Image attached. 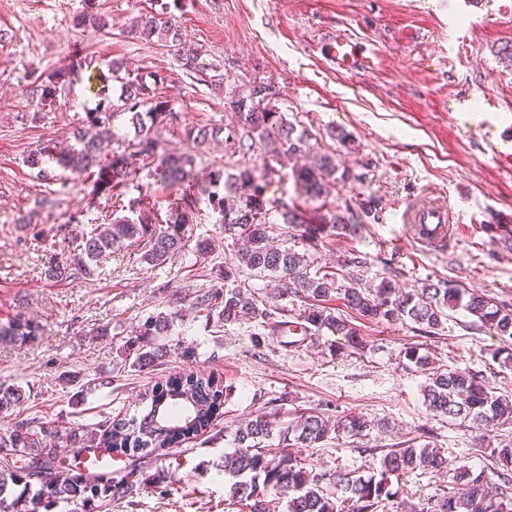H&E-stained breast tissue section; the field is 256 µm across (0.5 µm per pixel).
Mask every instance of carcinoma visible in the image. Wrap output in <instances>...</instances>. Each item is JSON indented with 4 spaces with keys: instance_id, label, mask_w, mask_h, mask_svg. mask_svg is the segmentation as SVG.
<instances>
[{
    "instance_id": "cac0c4a2",
    "label": "carcinoma",
    "mask_w": 512,
    "mask_h": 512,
    "mask_svg": "<svg viewBox=\"0 0 512 512\" xmlns=\"http://www.w3.org/2000/svg\"><path fill=\"white\" fill-rule=\"evenodd\" d=\"M78 25L102 28L104 19L97 12V0H84ZM132 32L144 39L162 37L174 48L180 67L200 72L197 51L182 42L175 17L146 13L138 16ZM77 59L65 64L44 79L35 78L33 92L42 107L56 104L58 94L75 68ZM108 74L102 77L98 108L86 113V124L94 134L80 133L76 144L54 154L44 145L28 158L30 168L45 180L57 177L60 168L80 178L95 176L94 187L105 189L115 198L109 222L97 225L90 235L71 245L67 251L51 253L44 262L48 279L67 280L89 275L93 263L120 249L142 246L140 261L155 267L166 263L186 246L187 226L193 223L199 204L207 201L218 214L224 240L239 246L238 259L249 270L271 278L273 288L265 294L229 285L237 269L224 266V281L193 293L189 307L205 314L208 321L232 325L247 319L274 334L294 327L306 334L327 330L342 337L344 346H362L357 329L346 319L329 312L322 303L339 295L346 308L374 323L414 324L427 335L437 334L448 312L460 308L476 318L480 327L512 339V307L497 303L476 291L462 292L444 280L426 283L420 289L404 291L392 279H383L371 289L357 276L344 285L336 284L334 272H310V256L291 247L272 245L277 231H291L301 241L316 244L311 219L297 204L273 203L266 198L271 181L279 175L280 158L296 155L307 147V137L286 120L277 106L280 91L267 82H253L242 92L231 91L230 109L236 112L239 128H190L187 140L201 147L210 139L225 135V143L240 150L260 149L261 164L244 163L235 172H211L207 185L194 182L197 155L169 150L155 137L154 130L174 119L168 100L158 93L165 78L157 73L124 71L115 62L106 63ZM119 83L117 101L110 100L109 82ZM127 116L134 130L132 138L121 142L112 154L102 155V147L115 139L112 123ZM336 158L328 153L315 162L293 170L296 186L307 199L323 196L325 186L336 181ZM145 174L146 187L161 183L178 195L166 220L143 207L141 197L127 198L130 182ZM380 219L377 203L357 199L345 206V213L334 211L317 217L322 231L357 235L364 220ZM310 300L312 304L297 313L279 301ZM175 312H157L147 316L137 336L117 347L118 357L134 370L151 369L172 355L189 359L191 347L177 348L165 342L174 324ZM37 322L15 316L0 322V344H17L37 335ZM403 357L427 371L423 389L427 409L449 420L460 419L480 430L512 424V400L495 394L490 385L474 374L449 372L433 365L429 356L415 346L402 350ZM229 389L222 380L188 374L154 386L145 395L149 405L142 414L129 418H110L91 429L20 420L0 432V512H39L61 503L73 504L81 512H102L114 501L135 503L144 487L160 495L171 491L168 473L153 474L146 483H138L127 474L114 478L112 470L101 469L86 477L79 468L63 469L56 459V444L74 450L76 456H88L91 464L101 457L100 449L119 450L129 460L130 470L162 461L171 455L174 440L188 441L213 429L223 414ZM27 399L15 385L0 384V411H8ZM279 426L277 413L264 412L234 432L235 449L224 455V475L232 479L231 497L249 508V512H276L285 502L286 512H512V444L490 449V464L478 472L467 465L447 471V459L437 448L417 447L410 443L390 448L383 454L380 470L367 477L356 470L332 477L314 471L312 465L294 452L296 448H317L335 433L366 436L376 428L385 430V422H370L362 416L331 421L318 412H302L287 427L293 436L289 448L272 453L263 446ZM421 472L433 477L448 473L450 491L434 499L425 509L397 500L391 477Z\"/></svg>"
}]
</instances>
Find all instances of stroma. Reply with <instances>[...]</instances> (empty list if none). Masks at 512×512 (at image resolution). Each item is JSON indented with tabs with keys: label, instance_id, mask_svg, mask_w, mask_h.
<instances>
[{
	"label": "stroma",
	"instance_id": "1",
	"mask_svg": "<svg viewBox=\"0 0 512 512\" xmlns=\"http://www.w3.org/2000/svg\"><path fill=\"white\" fill-rule=\"evenodd\" d=\"M165 0H99L108 22L102 30L78 27L83 0H0V319L22 315L39 321L38 336L0 345V383L22 387L19 408L0 412V431L17 420H66L94 426L142 408L153 385L189 373L230 386L218 434L177 444L168 496L144 491L136 506L112 503L108 512H238L228 504L221 469L234 449L233 432L256 414L277 412L290 422L302 410L332 418L360 415L390 423L388 432L342 435L302 449L327 473L379 469L384 449L412 439L440 449L449 467L480 469L490 448L512 442V425L477 430L427 410L426 373L401 357L417 345L436 365L484 377L497 394L512 398V370L492 358L502 341L476 328L464 310L452 311L439 334L410 325L359 322L366 348L333 355L337 339L322 331L286 344L253 322L216 328L183 303L190 290L213 284L236 250L221 243L209 206L188 226L183 252L147 268L131 247L95 266L91 276L50 280L45 254L67 247L68 235L90 231L112 213L110 197L91 181L62 176L38 179L26 158L46 141L67 148L87 112L100 102L99 69L118 60L165 78L161 90L176 114L160 128L169 148L192 150L187 127L233 123L232 90L272 81L279 106L304 131L312 154H335L346 176L330 186L325 206L343 208L352 197L374 198L379 221L357 237L327 236L311 253L314 268L336 272L366 257L360 273L374 287L389 277L411 290L430 280L487 294L512 304V168L485 152L483 133L512 141V0H180L172 10L187 44L202 48L200 62L223 86L184 72L163 42L128 35L134 17L160 11ZM356 35L367 69L337 70L321 49L336 35ZM75 69L53 109L30 94L39 75L75 58ZM479 111L477 121L463 113ZM436 199L456 217L446 250L421 244L403 221L409 201ZM216 241L199 260L198 241ZM176 314L169 344H188L192 360L176 357L142 372L123 367L116 348L150 313ZM110 336H98L100 327ZM77 383L68 384L64 373ZM80 407H72L74 396Z\"/></svg>",
	"mask_w": 512,
	"mask_h": 512
}]
</instances>
